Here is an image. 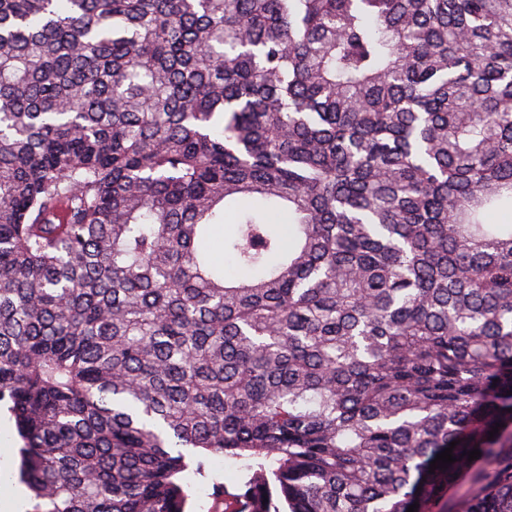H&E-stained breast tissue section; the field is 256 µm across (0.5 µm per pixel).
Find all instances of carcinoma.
Listing matches in <instances>:
<instances>
[{
  "label": "carcinoma",
  "mask_w": 512,
  "mask_h": 512,
  "mask_svg": "<svg viewBox=\"0 0 512 512\" xmlns=\"http://www.w3.org/2000/svg\"><path fill=\"white\" fill-rule=\"evenodd\" d=\"M509 203L512 0H0L24 512H512ZM210 458L207 476L205 478H196L200 489L201 503L209 500L208 494L212 492V480L215 478L219 482L224 483V486L230 492H239L242 488L243 472L241 470V462L231 458H224L223 455L210 456Z\"/></svg>",
  "instance_id": "cac0c4a2"
}]
</instances>
